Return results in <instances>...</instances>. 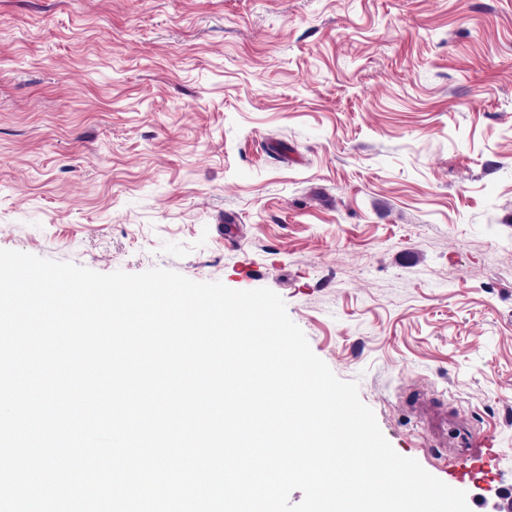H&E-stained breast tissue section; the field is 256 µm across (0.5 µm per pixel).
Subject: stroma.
I'll list each match as a JSON object with an SVG mask.
<instances>
[{
	"label": "stroma",
	"instance_id": "obj_1",
	"mask_svg": "<svg viewBox=\"0 0 512 512\" xmlns=\"http://www.w3.org/2000/svg\"><path fill=\"white\" fill-rule=\"evenodd\" d=\"M0 249L279 295L401 456L512 475V0H0ZM420 397L483 436L451 480Z\"/></svg>",
	"mask_w": 512,
	"mask_h": 512
}]
</instances>
